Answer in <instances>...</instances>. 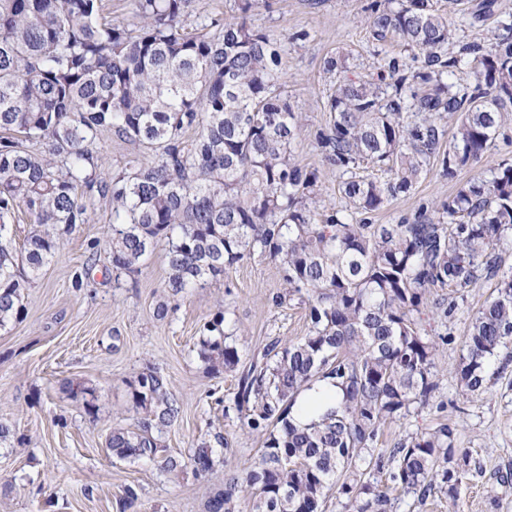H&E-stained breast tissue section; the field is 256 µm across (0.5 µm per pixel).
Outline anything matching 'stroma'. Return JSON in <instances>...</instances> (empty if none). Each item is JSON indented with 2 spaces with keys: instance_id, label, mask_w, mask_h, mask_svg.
<instances>
[{
  "instance_id": "stroma-1",
  "label": "stroma",
  "mask_w": 512,
  "mask_h": 512,
  "mask_svg": "<svg viewBox=\"0 0 512 512\" xmlns=\"http://www.w3.org/2000/svg\"><path fill=\"white\" fill-rule=\"evenodd\" d=\"M372 2L258 0L251 16L254 27L281 42L282 91L304 118L295 156L317 169L320 198L329 207L341 203L342 175L324 160L315 140L330 120L336 81L325 72V59L343 56L350 75L363 80L375 76L377 58L386 55L410 68L418 65L414 50L372 40ZM300 31L307 39L293 40ZM505 160L512 161V124L456 179L431 169L412 194L353 219L398 223L413 217L420 204L446 201L461 183ZM110 222L108 201H97L91 221L66 236L55 258L23 289L20 317L0 329V423L12 431L0 443V512H121L129 485L140 492V512H206L220 480H198L188 469L165 473L107 450L113 426H131L137 418L129 381L150 364L166 376L182 407L181 421L163 436L173 455L188 458L201 433L219 432L231 442L230 448L213 450L220 469H241L257 456L262 440L215 405V396L233 391L236 378L213 373L199 356L204 325L224 311L225 330L245 365L271 339L287 342L307 332L305 307L285 298L279 268L260 258L175 296L167 287V248L161 244L138 272L113 279L106 243ZM493 288V281H480L453 317L435 322L445 340L436 357L440 386L433 404L386 423L378 440L379 447L391 448L411 433L447 423L456 428L460 447L472 450L482 474L456 503L438 495L423 501L402 495L397 512H512V486L496 482L499 472L512 470V357L492 361L488 390L479 396L463 397L454 376L470 319ZM161 302L169 307L163 318L155 312ZM84 387L95 391L96 417L84 411Z\"/></svg>"
}]
</instances>
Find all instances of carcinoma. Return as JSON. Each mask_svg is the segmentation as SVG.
<instances>
[{
    "mask_svg": "<svg viewBox=\"0 0 512 512\" xmlns=\"http://www.w3.org/2000/svg\"><path fill=\"white\" fill-rule=\"evenodd\" d=\"M253 2L189 33L190 0H134L131 24L104 21L103 0H0V327L21 312L25 284L63 238L90 221L97 196L112 207L118 278L160 243L174 293L269 259L288 296L307 304L309 328L266 344L224 399V417L264 441L254 464L223 475L208 512H237L244 496L249 512H322L333 489L351 512H397L392 490L454 503L479 472L455 428L444 423L395 448L377 443L387 422L431 405L441 338L431 320L453 316L483 279L495 288L454 369L463 392H486L489 363L512 344V270L501 271L499 254L512 234V162L410 220L350 216L411 193L433 167L455 178L512 121V17L498 20L491 47L479 40L447 54L462 0H448L446 12L436 0H375L373 40L419 51L421 65L408 72L391 57L377 78L361 80L344 74L341 57L325 60L337 80L316 143L348 178L344 206L321 210L317 170L294 156L302 117L282 94L280 39L253 26ZM493 7L480 0L471 24ZM105 132L146 145L155 160L132 156L107 172L98 146ZM365 163L386 177L357 175ZM21 209L37 227L18 251L12 223ZM434 288L450 293L429 311ZM224 323L222 311L207 322L199 355L216 372H234L241 357ZM324 381L342 388V403L296 426L298 399ZM129 388L139 417L114 427L107 449L212 479L213 448L230 447L228 437L206 433L188 460L175 457L163 434L182 410L167 379L148 366Z\"/></svg>",
    "mask_w": 512,
    "mask_h": 512,
    "instance_id": "1",
    "label": "carcinoma"
}]
</instances>
